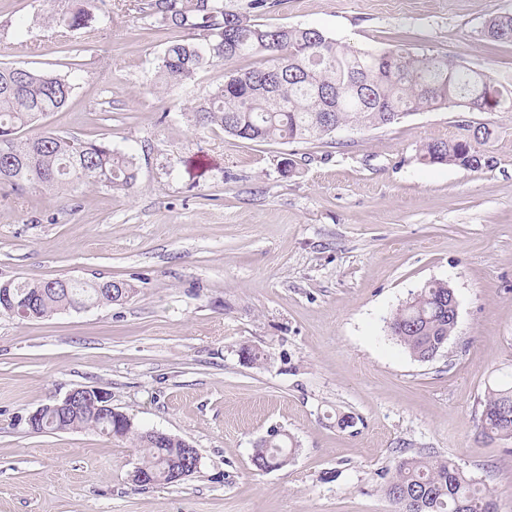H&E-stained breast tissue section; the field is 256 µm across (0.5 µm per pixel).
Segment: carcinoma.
Here are the masks:
<instances>
[{
  "instance_id": "1",
  "label": "carcinoma",
  "mask_w": 512,
  "mask_h": 512,
  "mask_svg": "<svg viewBox=\"0 0 512 512\" xmlns=\"http://www.w3.org/2000/svg\"><path fill=\"white\" fill-rule=\"evenodd\" d=\"M51 18L69 31L95 20L86 0ZM149 15L172 36L160 57L167 85H184L218 63L259 56L262 63L232 70L224 84L191 110L199 129L218 126L245 141L315 143L345 127L381 128L422 110L512 112V74L493 77L448 57L408 50H353L323 31L302 25H271L249 12L224 9V0H146ZM191 37L184 39L180 33ZM482 35L490 43H512V13L491 17ZM80 64L65 74L0 64V185L22 189L31 184L77 189L130 188L137 179L134 158L99 140H83L50 129L27 134L51 112L67 106ZM448 140L423 144L417 160L478 171L492 166L490 144L497 131L488 123L457 121ZM15 304L0 303V313L38 320L86 303L120 304L134 285L126 280L72 282L30 280L0 283ZM457 299L444 282H432L388 319L391 335L419 361H430L445 347L457 324ZM103 430V419L70 416L65 429ZM482 432L512 438V383L487 387ZM144 452L141 468L159 485L171 484L170 472L185 459L179 440L160 443L140 432L130 435ZM293 442L270 435L257 443L258 471L288 464ZM395 512H495L489 491L481 489L450 459L418 453L402 457L384 485Z\"/></svg>"
}]
</instances>
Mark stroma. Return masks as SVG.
Wrapping results in <instances>:
<instances>
[{
	"instance_id": "1",
	"label": "stroma",
	"mask_w": 512,
	"mask_h": 512,
	"mask_svg": "<svg viewBox=\"0 0 512 512\" xmlns=\"http://www.w3.org/2000/svg\"><path fill=\"white\" fill-rule=\"evenodd\" d=\"M68 3L0 0V64H80L67 107L41 124L133 154L137 180L0 187V282L103 277L135 292L39 320L0 314V512H393L383 486L420 452L452 458L512 512V438H487L480 422L487 387L512 377V112L473 113L498 131L479 171L417 161L422 143L453 135L444 109L315 145L197 131L186 113L224 65L158 85L168 34L144 0H89L95 22L63 34L49 20ZM503 13L512 0H267L256 18L496 76L512 73V43L481 30ZM433 280L454 289L458 319L421 362L386 320ZM244 345L262 359L245 360ZM78 386L187 441L196 472L141 487L130 439L32 432L29 414ZM343 413L354 426H337ZM273 428L296 451L256 471Z\"/></svg>"
}]
</instances>
